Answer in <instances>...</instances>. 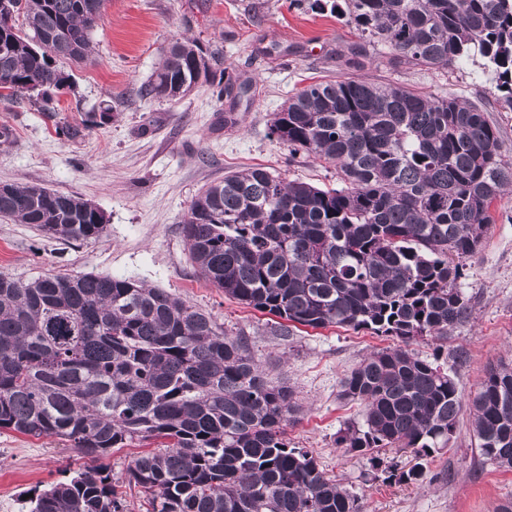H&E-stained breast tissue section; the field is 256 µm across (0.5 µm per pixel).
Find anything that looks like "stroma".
<instances>
[{
	"mask_svg": "<svg viewBox=\"0 0 512 512\" xmlns=\"http://www.w3.org/2000/svg\"><path fill=\"white\" fill-rule=\"evenodd\" d=\"M184 35L221 47L225 64L250 83L247 97L233 106L202 87L176 102L143 98L140 89L163 49ZM356 40L334 13L297 0H106L90 32L89 58L63 65L71 86L57 93L55 111H37L25 98L0 99V125L15 130L13 142L0 146V184H38L88 200L105 214L104 231L64 246L0 218V272L22 280L57 273L122 276L210 312L227 332H245L268 376L287 381L305 406L300 421L286 429L292 446L308 451L359 496L364 512H495L512 497V471L480 465L469 411L460 415L453 448L431 458L421 488L388 477L389 469L411 467L412 454L383 452L375 467L367 455L337 445L341 432L362 420L358 404L340 399V380L364 355L390 346L389 338L301 325L289 337L277 336L274 316L206 284L189 260L182 220L199 190L225 174L261 166L288 181L336 186L334 165L290 154L269 133L288 96L315 81L365 78L474 102L512 155V111L501 107L496 82L480 60L442 71L394 67L380 48L350 64L338 61L337 51ZM107 108L112 121L90 127L80 141L56 132L58 122ZM228 111L236 119L230 127L224 124ZM491 212L494 222L480 251L467 259L462 281L475 320L447 342L469 353L468 364L453 371L465 396L490 364L512 361V193ZM149 449L134 442L101 460L128 512H152L142 489L126 481L131 461ZM86 463L59 439L0 429V512H26L24 495L70 479Z\"/></svg>",
	"mask_w": 512,
	"mask_h": 512,
	"instance_id": "35a3bbf8",
	"label": "stroma"
}]
</instances>
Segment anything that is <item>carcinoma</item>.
<instances>
[{
  "label": "carcinoma",
  "instance_id": "1",
  "mask_svg": "<svg viewBox=\"0 0 512 512\" xmlns=\"http://www.w3.org/2000/svg\"><path fill=\"white\" fill-rule=\"evenodd\" d=\"M0 8V98L53 112L70 86L58 62L91 53L105 0H8ZM356 31L347 58L384 47L394 66L444 70L478 56L512 111V0H332ZM207 86L243 93L219 48L182 38L141 95L176 100ZM112 114L57 128L79 141ZM270 135L291 154L332 163L342 186L287 182L261 167L224 176L192 199L182 232L196 274L243 305L311 328L370 330L399 344L362 359L340 397L363 425L342 448L413 454L390 472L426 483L429 458L455 438L463 399L448 370L410 343H441L474 315L464 261L493 203L512 187V157L482 108L366 79L315 82L275 113ZM0 217L62 243L96 240L104 213L32 184L0 190ZM481 463L512 471V363L489 366L468 399ZM302 406L268 377L242 331L162 288L111 275L0 273V429L55 437L92 466L29 499L28 512H127L97 462L133 441L128 481L152 512H363L360 498L290 446Z\"/></svg>",
  "mask_w": 512,
  "mask_h": 512
}]
</instances>
